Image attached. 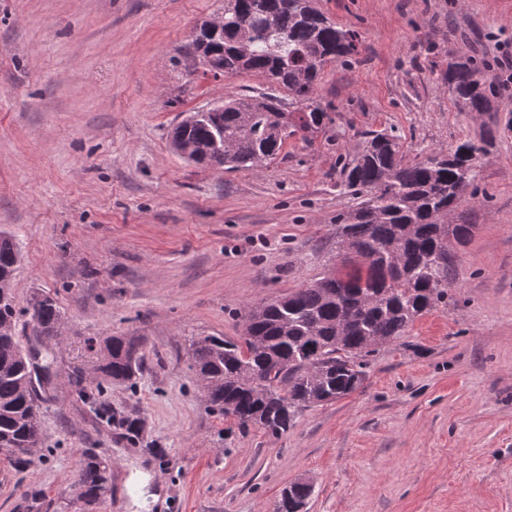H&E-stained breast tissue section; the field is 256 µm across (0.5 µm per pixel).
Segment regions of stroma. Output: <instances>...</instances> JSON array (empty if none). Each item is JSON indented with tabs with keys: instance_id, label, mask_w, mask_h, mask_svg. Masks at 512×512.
<instances>
[{
	"instance_id": "obj_1",
	"label": "stroma",
	"mask_w": 512,
	"mask_h": 512,
	"mask_svg": "<svg viewBox=\"0 0 512 512\" xmlns=\"http://www.w3.org/2000/svg\"><path fill=\"white\" fill-rule=\"evenodd\" d=\"M361 36L325 67L327 132L296 135L260 171L217 173L170 147L179 113L266 91L249 75L204 77L185 49L222 0H0V229L21 261L13 293L55 294L39 458L0 456V512H83L84 453L112 463L95 512H272L308 480V512H512V0H317ZM487 63L499 113L464 112L444 71ZM394 130L406 161L493 133L476 191L459 207L447 306L379 347L363 385L303 409L280 438L228 433L201 394L190 340L238 338L242 317L319 278L352 206L336 182L344 150ZM135 336L145 367L112 385L139 418L131 444L78 397L93 388L89 342Z\"/></svg>"
}]
</instances>
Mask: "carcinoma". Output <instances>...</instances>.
I'll use <instances>...</instances> for the list:
<instances>
[{
    "label": "carcinoma",
    "mask_w": 512,
    "mask_h": 512,
    "mask_svg": "<svg viewBox=\"0 0 512 512\" xmlns=\"http://www.w3.org/2000/svg\"><path fill=\"white\" fill-rule=\"evenodd\" d=\"M360 36L344 29L315 0H224L216 18L196 29L186 56L224 75L254 74L268 91L216 101L180 113L171 147L188 161L226 172L260 170L279 159L288 139L333 123L316 99L325 66L359 52ZM485 63L471 57L448 62L445 79L465 112H489L498 90L486 81ZM493 138L464 139L452 149L404 161L398 137L368 131L348 150L340 192L356 205L337 216V254L348 271H331L248 311L243 336H199L191 357L210 407L246 434L252 428L279 438L298 411L355 392L369 357L423 315L448 305L454 259L448 238L464 242L474 225L451 222L464 192L476 185ZM20 253L0 230V454L19 465L34 462L41 442L33 412L32 372L15 339L21 313L34 333L60 339L64 319L57 299L40 290L20 312L13 276ZM143 367L138 339L110 336L100 348L96 387L78 388L100 422L138 439L139 422L121 416L104 399L105 386L136 385ZM112 488V464L84 456L75 481L77 498L91 512ZM298 489L281 493L273 512H296Z\"/></svg>",
    "instance_id": "1"
}]
</instances>
